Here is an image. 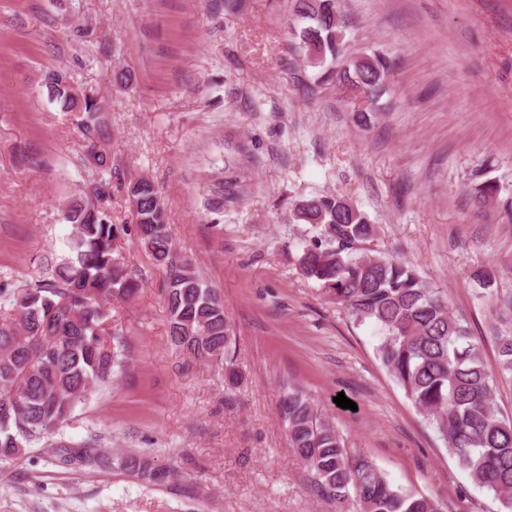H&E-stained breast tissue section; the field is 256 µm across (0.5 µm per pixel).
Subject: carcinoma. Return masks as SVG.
Segmentation results:
<instances>
[{
    "instance_id": "obj_1",
    "label": "carcinoma",
    "mask_w": 512,
    "mask_h": 512,
    "mask_svg": "<svg viewBox=\"0 0 512 512\" xmlns=\"http://www.w3.org/2000/svg\"><path fill=\"white\" fill-rule=\"evenodd\" d=\"M296 13L310 22L297 46L304 67L320 69L321 83L334 82L374 100L388 83L391 67L380 53L347 56L336 0H296ZM45 88L51 100L76 117L86 158L103 169V99L76 92L62 72L49 73ZM234 183L232 178L213 187L217 199L210 203L212 210L234 198ZM132 186L139 200L134 214L138 238L168 269L165 302L173 345L202 363L224 360L225 379L235 385L238 374L221 296L189 260L174 255L165 203L154 184L139 179ZM498 192V185L487 180L475 187V198L486 204ZM90 196L94 200L74 199L63 213L72 225L68 252L49 267L47 278L19 292L16 318L0 324L1 460L54 434L79 403L112 383L128 363L111 312L112 296H128L138 288L115 255L127 227L112 223L101 206L110 196L108 181L95 183ZM292 216L318 230L299 258L302 275L332 291L357 324L375 328V353L382 365L470 481L512 512V421L497 411L495 375L468 328L449 313L442 291L406 263L360 253L374 225L344 196L302 199L293 205ZM499 356L501 371L512 372V337L499 340ZM279 412L289 444L319 496L337 502L351 498L358 512H443L438 499L394 487L371 462L349 454L330 421L314 411L300 390L284 393ZM55 457L62 466L109 468L116 463L152 483L171 476L144 455L114 460L99 452L94 441L61 445Z\"/></svg>"
}]
</instances>
